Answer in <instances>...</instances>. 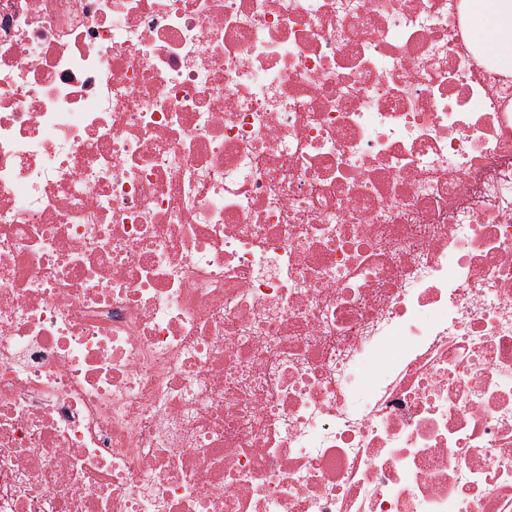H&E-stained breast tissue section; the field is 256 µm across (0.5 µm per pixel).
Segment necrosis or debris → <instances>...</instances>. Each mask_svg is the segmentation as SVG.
I'll return each instance as SVG.
<instances>
[{
  "mask_svg": "<svg viewBox=\"0 0 512 512\" xmlns=\"http://www.w3.org/2000/svg\"><path fill=\"white\" fill-rule=\"evenodd\" d=\"M465 5L0 0V512H512Z\"/></svg>",
  "mask_w": 512,
  "mask_h": 512,
  "instance_id": "necrosis-or-debris-1",
  "label": "necrosis or debris"
}]
</instances>
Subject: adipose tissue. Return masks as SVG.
I'll return each mask as SVG.
<instances>
[{
    "label": "adipose tissue",
    "instance_id": "ef3b65f1",
    "mask_svg": "<svg viewBox=\"0 0 512 512\" xmlns=\"http://www.w3.org/2000/svg\"><path fill=\"white\" fill-rule=\"evenodd\" d=\"M473 31L485 52L512 69V0H469Z\"/></svg>",
    "mask_w": 512,
    "mask_h": 512
}]
</instances>
